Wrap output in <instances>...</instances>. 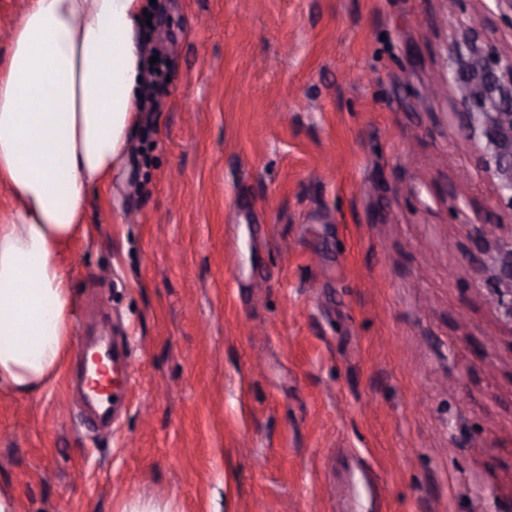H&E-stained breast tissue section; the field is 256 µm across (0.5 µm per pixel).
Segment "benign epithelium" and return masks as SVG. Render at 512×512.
I'll list each match as a JSON object with an SVG mask.
<instances>
[{
  "instance_id": "7a95c632",
  "label": "benign epithelium",
  "mask_w": 512,
  "mask_h": 512,
  "mask_svg": "<svg viewBox=\"0 0 512 512\" xmlns=\"http://www.w3.org/2000/svg\"><path fill=\"white\" fill-rule=\"evenodd\" d=\"M448 83L467 89L459 101L469 134L495 193L512 209V52L503 55L467 32L450 52ZM480 249L477 273L489 271L494 287L512 290V236Z\"/></svg>"
}]
</instances>
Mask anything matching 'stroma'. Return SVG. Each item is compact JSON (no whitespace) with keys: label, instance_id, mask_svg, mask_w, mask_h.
I'll return each instance as SVG.
<instances>
[{"label":"stroma","instance_id":"1","mask_svg":"<svg viewBox=\"0 0 512 512\" xmlns=\"http://www.w3.org/2000/svg\"><path fill=\"white\" fill-rule=\"evenodd\" d=\"M495 0H156L167 93L139 166L90 191L75 336H121L111 429L83 368L0 393L20 512H512V323L478 282L512 235L454 88Z\"/></svg>","mask_w":512,"mask_h":512}]
</instances>
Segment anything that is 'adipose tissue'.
I'll return each mask as SVG.
<instances>
[{
  "label": "adipose tissue",
  "mask_w": 512,
  "mask_h": 512,
  "mask_svg": "<svg viewBox=\"0 0 512 512\" xmlns=\"http://www.w3.org/2000/svg\"><path fill=\"white\" fill-rule=\"evenodd\" d=\"M143 0H26L0 60V390L39 396L74 334L66 255L120 172L142 95Z\"/></svg>",
  "instance_id": "obj_1"
}]
</instances>
